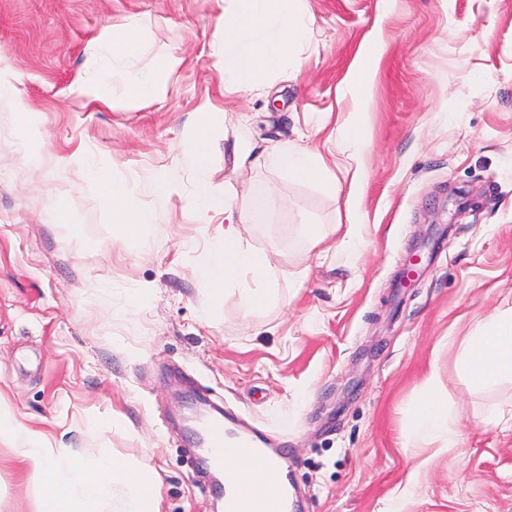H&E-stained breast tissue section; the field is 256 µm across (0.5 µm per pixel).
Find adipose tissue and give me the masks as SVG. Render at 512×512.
Wrapping results in <instances>:
<instances>
[{
  "label": "adipose tissue",
  "instance_id": "1",
  "mask_svg": "<svg viewBox=\"0 0 512 512\" xmlns=\"http://www.w3.org/2000/svg\"><path fill=\"white\" fill-rule=\"evenodd\" d=\"M303 0H224V27L212 46L223 60L224 86L235 92L253 90L259 76L298 67L297 48L311 30L313 18L302 6ZM98 50L112 56V73L91 79L81 88L83 97L93 102L108 101L111 84H122L135 102L159 97L163 70H172L180 57L168 55L162 70L135 72L125 63L135 56L139 43L128 33H104ZM211 142L207 132H198L185 141L182 157L193 168L199 181V210L224 212V235L198 275L210 288L236 291L251 311L267 307L273 297L271 260L268 254L252 248L243 239L241 227L251 211L273 206L270 195L254 198L250 209L239 207L230 196L212 194L208 186ZM234 166L247 161L278 171L293 181L312 184L335 192L336 177L320 153L280 140L260 151L232 144L228 149ZM137 185L112 190V221L127 229L153 223L156 211L136 206ZM445 346L454 348L455 370L474 387L487 389L512 380V305L498 307L485 319L475 322L466 336L446 337ZM438 371L426 379V392L416 404L410 431L401 448L458 447L459 416L450 411L437 387ZM0 441L16 450L23 472L41 479L38 512H157L153 476L134 472L109 449L89 456L75 455L71 448L57 445L41 430L15 424L0 413Z\"/></svg>",
  "mask_w": 512,
  "mask_h": 512
}]
</instances>
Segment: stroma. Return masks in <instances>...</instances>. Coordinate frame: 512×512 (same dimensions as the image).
I'll return each instance as SVG.
<instances>
[{
    "label": "stroma",
    "mask_w": 512,
    "mask_h": 512,
    "mask_svg": "<svg viewBox=\"0 0 512 512\" xmlns=\"http://www.w3.org/2000/svg\"><path fill=\"white\" fill-rule=\"evenodd\" d=\"M314 36L295 71L228 94L211 45L224 0H0V71L42 137L27 157L0 108V406L79 454L110 449L156 474L158 512H216L194 463L186 397L288 451L303 512H512V381L475 389L448 336L512 303V0H305ZM138 22L158 101L76 87L111 69L91 48ZM363 73L354 84L355 73ZM362 126L352 154L340 130ZM213 143L209 187L247 204L286 200L242 230L275 267L274 302L246 311L198 270L224 231L200 215L182 143ZM288 139L335 161L338 194L265 168L237 169L224 142ZM93 156L95 170L84 164ZM172 181L156 204V173ZM133 182L154 223L112 222L98 176ZM448 235L411 287L397 280L428 225ZM319 224L328 253L304 233ZM438 366L465 420L460 447L398 443ZM417 484L407 488L410 473ZM39 479L0 444V512H37Z\"/></svg>",
    "instance_id": "35a3bbf8"
}]
</instances>
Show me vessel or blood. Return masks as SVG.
Listing matches in <instances>:
<instances>
[{
  "label": "vessel or blood",
  "instance_id": "obj_1",
  "mask_svg": "<svg viewBox=\"0 0 512 512\" xmlns=\"http://www.w3.org/2000/svg\"><path fill=\"white\" fill-rule=\"evenodd\" d=\"M207 465L222 470L228 457L248 458L260 456L265 460L256 481L259 493L243 496L232 491L224 493V512H296L297 504L290 500L288 485L290 472L287 451L283 448H256L252 439L229 438L222 419H211L204 438Z\"/></svg>",
  "mask_w": 512,
  "mask_h": 512
}]
</instances>
